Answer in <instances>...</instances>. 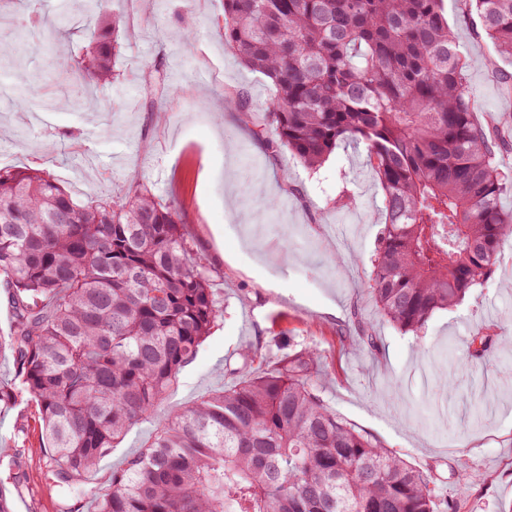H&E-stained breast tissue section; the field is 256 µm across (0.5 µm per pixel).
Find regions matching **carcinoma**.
<instances>
[{
	"mask_svg": "<svg viewBox=\"0 0 512 512\" xmlns=\"http://www.w3.org/2000/svg\"><path fill=\"white\" fill-rule=\"evenodd\" d=\"M464 2L512 63V0ZM99 8L82 55L52 39L59 98L73 77L114 82L121 18ZM223 32L272 81L255 132L267 152L317 168L342 141L366 146L386 218L369 288L388 322L418 331L494 277L512 172L497 162L504 136L475 119L441 0H224ZM0 285L13 316L0 349L16 365L0 409L35 403L56 482L96 512H443L429 473L325 404L306 347L165 420L106 487L86 488L221 314L179 209L138 172L123 197L82 201L41 170L0 168ZM496 340L475 334L469 360Z\"/></svg>",
	"mask_w": 512,
	"mask_h": 512,
	"instance_id": "obj_1",
	"label": "carcinoma"
}]
</instances>
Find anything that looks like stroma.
<instances>
[{
	"mask_svg": "<svg viewBox=\"0 0 512 512\" xmlns=\"http://www.w3.org/2000/svg\"><path fill=\"white\" fill-rule=\"evenodd\" d=\"M63 0H10L0 10V167L43 170L80 199L118 197L131 171L154 196L176 204L192 257L209 274L223 315L152 415L133 426L89 475L90 486L150 442L172 411L238 385L247 351L279 355L316 348L320 395L341 417L430 473L456 512H512V239L493 280L458 305L404 332L381 314L368 281L384 224L383 191L363 145L343 142L316 169L289 152L270 156L255 126L233 106L247 92L261 110L273 92L224 44V0H115L131 37L117 82L89 89L75 109L57 101L45 122L31 111L51 97L58 68L34 47L31 11L56 15ZM467 63L479 117L512 126V91L489 64L493 47L463 0H443ZM159 67L170 91L146 107L137 84ZM376 341L357 339L359 324ZM501 335L486 364L472 367L476 331ZM34 404L0 410V477L16 512H65L40 450Z\"/></svg>",
	"mask_w": 512,
	"mask_h": 512,
	"instance_id": "35a3bbf8",
	"label": "stroma"
}]
</instances>
